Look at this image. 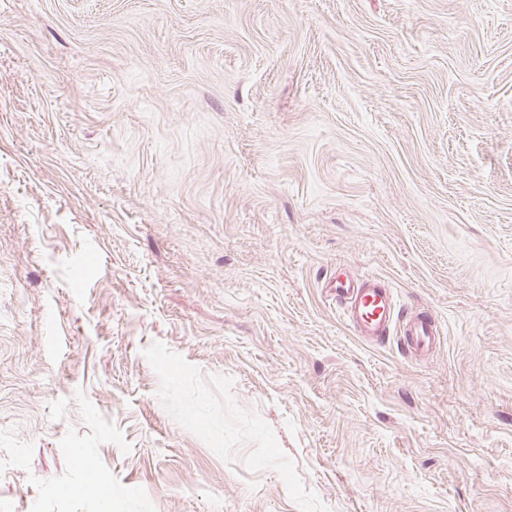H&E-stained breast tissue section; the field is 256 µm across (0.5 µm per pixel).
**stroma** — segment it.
<instances>
[{"label":"stroma","instance_id":"35a3bbf8","mask_svg":"<svg viewBox=\"0 0 512 512\" xmlns=\"http://www.w3.org/2000/svg\"><path fill=\"white\" fill-rule=\"evenodd\" d=\"M0 512H512V0H0ZM376 276L362 280H336V299L344 304L345 317L357 336L368 341H384L398 327L405 348L415 352L430 350L439 341L438 326L423 314H402L393 290Z\"/></svg>","mask_w":512,"mask_h":512}]
</instances>
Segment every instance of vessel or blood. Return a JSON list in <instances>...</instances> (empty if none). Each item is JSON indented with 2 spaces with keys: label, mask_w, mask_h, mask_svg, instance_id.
Wrapping results in <instances>:
<instances>
[{
  "label": "vessel or blood",
  "mask_w": 512,
  "mask_h": 512,
  "mask_svg": "<svg viewBox=\"0 0 512 512\" xmlns=\"http://www.w3.org/2000/svg\"><path fill=\"white\" fill-rule=\"evenodd\" d=\"M336 299L344 305L345 317L357 336L382 341L399 332L405 348L425 352L439 339L433 318L423 314L400 313L394 293L376 276L337 281Z\"/></svg>",
  "instance_id": "1"
}]
</instances>
